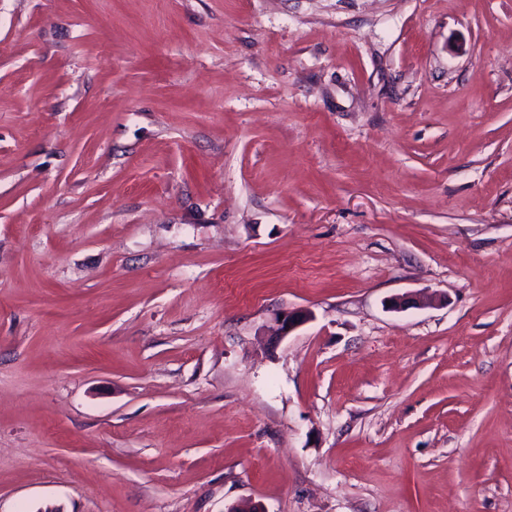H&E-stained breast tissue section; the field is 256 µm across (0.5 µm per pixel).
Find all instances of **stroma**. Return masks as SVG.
Masks as SVG:
<instances>
[{
	"instance_id": "obj_1",
	"label": "stroma",
	"mask_w": 512,
	"mask_h": 512,
	"mask_svg": "<svg viewBox=\"0 0 512 512\" xmlns=\"http://www.w3.org/2000/svg\"><path fill=\"white\" fill-rule=\"evenodd\" d=\"M244 502L512 512V0H0V512Z\"/></svg>"
}]
</instances>
